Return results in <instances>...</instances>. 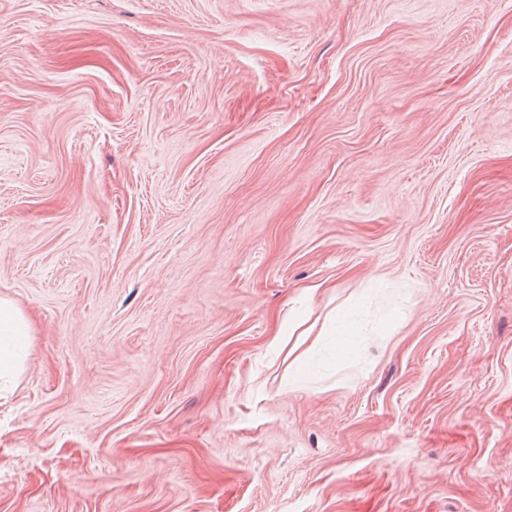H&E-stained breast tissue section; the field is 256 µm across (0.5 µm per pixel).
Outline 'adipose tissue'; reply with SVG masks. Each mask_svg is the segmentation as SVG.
<instances>
[{"instance_id": "obj_1", "label": "adipose tissue", "mask_w": 512, "mask_h": 512, "mask_svg": "<svg viewBox=\"0 0 512 512\" xmlns=\"http://www.w3.org/2000/svg\"><path fill=\"white\" fill-rule=\"evenodd\" d=\"M33 330L29 318L0 297V399L8 398Z\"/></svg>"}]
</instances>
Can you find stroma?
Wrapping results in <instances>:
<instances>
[{
    "instance_id": "stroma-1",
    "label": "stroma",
    "mask_w": 512,
    "mask_h": 512,
    "mask_svg": "<svg viewBox=\"0 0 512 512\" xmlns=\"http://www.w3.org/2000/svg\"><path fill=\"white\" fill-rule=\"evenodd\" d=\"M0 512H512V0H0ZM33 330L29 318L0 297V399L6 400L18 374Z\"/></svg>"
}]
</instances>
